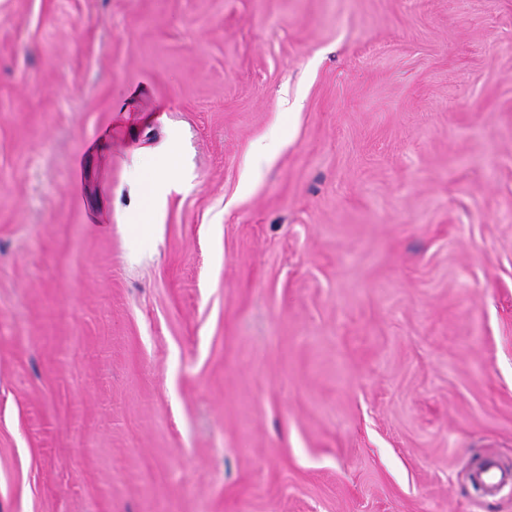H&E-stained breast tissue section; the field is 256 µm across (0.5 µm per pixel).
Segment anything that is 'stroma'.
Returning a JSON list of instances; mask_svg holds the SVG:
<instances>
[{"instance_id": "stroma-1", "label": "stroma", "mask_w": 512, "mask_h": 512, "mask_svg": "<svg viewBox=\"0 0 512 512\" xmlns=\"http://www.w3.org/2000/svg\"><path fill=\"white\" fill-rule=\"evenodd\" d=\"M488 459L512 0H0V512H512Z\"/></svg>"}]
</instances>
